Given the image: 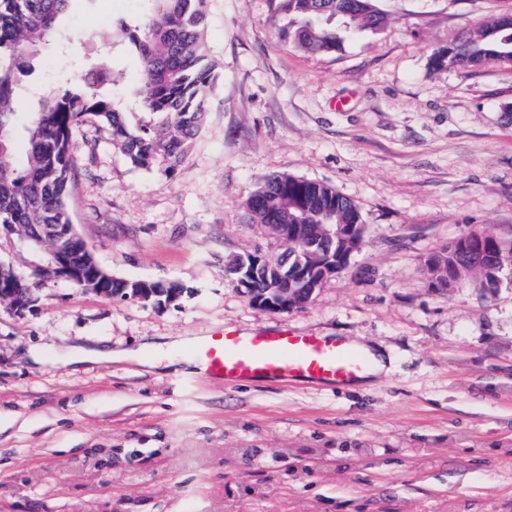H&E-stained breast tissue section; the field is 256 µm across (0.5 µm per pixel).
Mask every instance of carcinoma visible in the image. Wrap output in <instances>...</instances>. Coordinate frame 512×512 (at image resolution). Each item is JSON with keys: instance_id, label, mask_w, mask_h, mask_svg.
<instances>
[{"instance_id": "obj_1", "label": "carcinoma", "mask_w": 512, "mask_h": 512, "mask_svg": "<svg viewBox=\"0 0 512 512\" xmlns=\"http://www.w3.org/2000/svg\"><path fill=\"white\" fill-rule=\"evenodd\" d=\"M72 0H0V230L21 237L36 224H70L67 198L78 179L75 128L92 122L106 128L112 143L136 167L162 160L175 169L191 149L206 119V100L216 67L205 41L206 0H154L155 9L132 23L130 32L143 80L134 98L152 122L131 125L109 89L116 79L105 63L91 66L82 83L38 98V115L20 121L19 75L43 45L60 32ZM275 11L295 15L285 37L308 53L341 49L343 36L380 31L387 15L376 0H275ZM512 61V9L488 14L478 27L448 41L432 54L435 70L472 71L494 61ZM257 224H321L334 239L331 258L359 247L363 232L345 239L343 225L363 223L360 208L323 182L285 173H268L246 201ZM471 233L426 261L433 280L446 286L477 275L481 287L495 290L512 277V245L499 243L497 263L467 265L468 245L492 240Z\"/></svg>"}]
</instances>
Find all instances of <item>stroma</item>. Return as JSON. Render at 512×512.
Returning a JSON list of instances; mask_svg holds the SVG:
<instances>
[{
	"label": "stroma",
	"mask_w": 512,
	"mask_h": 512,
	"mask_svg": "<svg viewBox=\"0 0 512 512\" xmlns=\"http://www.w3.org/2000/svg\"><path fill=\"white\" fill-rule=\"evenodd\" d=\"M379 32L309 54L271 0H208L217 81L175 170L133 166L93 124L75 133L73 222L98 263L186 288L156 307L40 277L45 251L0 234L34 312L0 305V512H512V284L435 287L427 259L487 232L512 243V66L435 71L432 53L512 0H378ZM150 0H90L25 84L46 93L105 60L115 97L142 81L117 23ZM331 184L366 229L302 309L273 313L226 258L282 244L246 199L270 172ZM288 328L384 352L372 385L233 387L167 366L155 342ZM142 349L66 366L70 346Z\"/></svg>",
	"instance_id": "stroma-1"
}]
</instances>
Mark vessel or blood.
<instances>
[{
    "mask_svg": "<svg viewBox=\"0 0 512 512\" xmlns=\"http://www.w3.org/2000/svg\"><path fill=\"white\" fill-rule=\"evenodd\" d=\"M187 352L201 374L228 386L285 378L343 389L372 368L369 350L346 337L303 336L288 329L218 331L193 341Z\"/></svg>",
    "mask_w": 512,
    "mask_h": 512,
    "instance_id": "vessel-or-blood-1",
    "label": "vessel or blood"
}]
</instances>
